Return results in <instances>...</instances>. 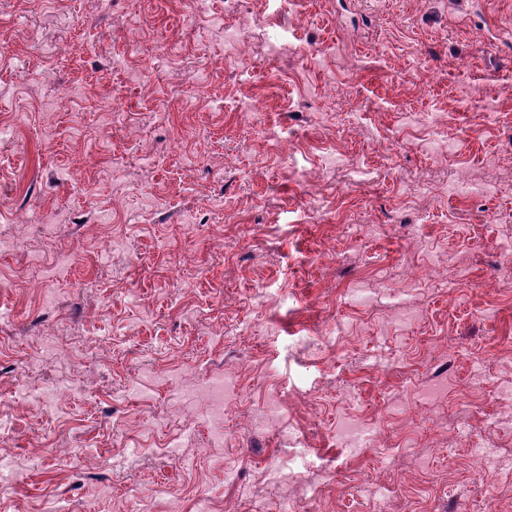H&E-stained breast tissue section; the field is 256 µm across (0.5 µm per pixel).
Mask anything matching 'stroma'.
I'll return each instance as SVG.
<instances>
[{
    "instance_id": "stroma-1",
    "label": "stroma",
    "mask_w": 512,
    "mask_h": 512,
    "mask_svg": "<svg viewBox=\"0 0 512 512\" xmlns=\"http://www.w3.org/2000/svg\"><path fill=\"white\" fill-rule=\"evenodd\" d=\"M192 10L0 0V122L14 127L0 139V237L14 242L0 392H68L0 429V512H195L200 488L233 512H512L467 440L512 459V290L496 253L512 236V0ZM229 30L304 61L256 54L235 75ZM251 95L252 118L226 111ZM404 112L447 120L405 129ZM333 158L368 179L337 190ZM451 177L491 191L461 199ZM109 239L121 252L95 251ZM35 250L73 257L50 310L27 286ZM48 330L61 356L33 358ZM447 345L448 390L426 398ZM225 371L248 399L213 448L203 407L179 393ZM273 389L305 448L287 483L272 466L292 443L263 427ZM346 417L371 442L356 460L333 431ZM175 437L178 464L158 453Z\"/></svg>"
}]
</instances>
